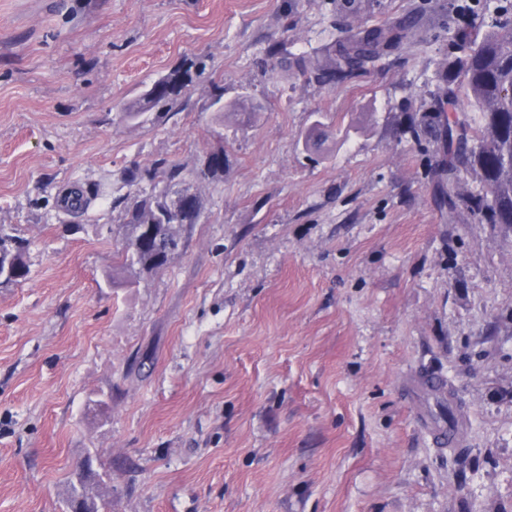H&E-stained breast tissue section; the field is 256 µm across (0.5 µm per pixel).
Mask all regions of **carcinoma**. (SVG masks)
Masks as SVG:
<instances>
[{
    "instance_id": "carcinoma-1",
    "label": "carcinoma",
    "mask_w": 512,
    "mask_h": 512,
    "mask_svg": "<svg viewBox=\"0 0 512 512\" xmlns=\"http://www.w3.org/2000/svg\"><path fill=\"white\" fill-rule=\"evenodd\" d=\"M411 34L410 23L403 21L389 28L357 31L344 42L329 44L311 69L319 83L348 78L367 70L382 55L400 46ZM457 55L443 71V85L436 94L432 110L425 120L408 127L415 139L429 134L442 144L448 156L440 176L452 177L460 171L473 174L479 181V193L469 197L467 207L479 224H490L512 235V8H503L483 32L462 30L456 34ZM205 64L191 62L170 71L156 82L157 93L128 103L123 115L136 120L148 112L160 116L174 112L181 100L203 74ZM466 101L471 111L458 108ZM259 107L244 100L232 101L219 109V119L226 114L257 112ZM151 184L146 191L142 183ZM130 188L125 208L122 236L152 213L147 198L156 190L183 183L182 169L163 163L143 172H133L125 179ZM183 227H166L160 239L142 243L138 255L125 244L117 252V269L149 273L166 265L184 247ZM24 240L0 234V268L16 266L10 278L18 282L28 275L24 259Z\"/></svg>"
}]
</instances>
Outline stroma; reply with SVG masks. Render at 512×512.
Returning a JSON list of instances; mask_svg holds the SVG:
<instances>
[{
	"mask_svg": "<svg viewBox=\"0 0 512 512\" xmlns=\"http://www.w3.org/2000/svg\"><path fill=\"white\" fill-rule=\"evenodd\" d=\"M499 4L0 0V231L29 269L0 283V512H65L89 454L112 512H512V237L449 212L478 184L405 133ZM403 20L367 73L310 80L324 43ZM186 59L181 110L122 120ZM214 82L258 112L219 119ZM219 148L183 251L113 274L125 177L190 182Z\"/></svg>",
	"mask_w": 512,
	"mask_h": 512,
	"instance_id": "35a3bbf8",
	"label": "stroma"
}]
</instances>
